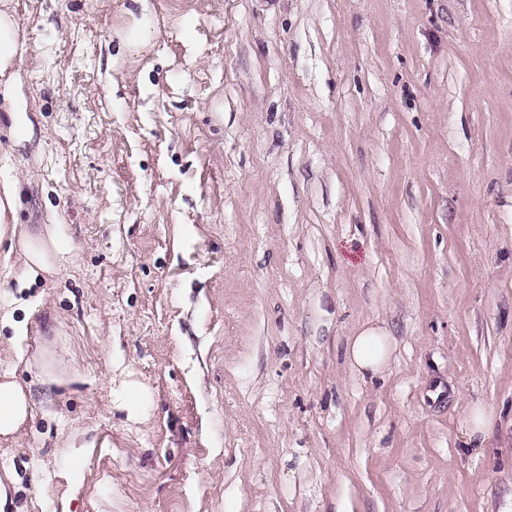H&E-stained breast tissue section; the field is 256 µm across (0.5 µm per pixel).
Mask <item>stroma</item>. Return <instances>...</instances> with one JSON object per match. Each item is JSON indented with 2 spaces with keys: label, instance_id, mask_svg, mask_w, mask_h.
I'll return each mask as SVG.
<instances>
[{
  "label": "stroma",
  "instance_id": "obj_1",
  "mask_svg": "<svg viewBox=\"0 0 512 512\" xmlns=\"http://www.w3.org/2000/svg\"><path fill=\"white\" fill-rule=\"evenodd\" d=\"M0 12V512L512 507V0ZM17 55V33L13 18L0 12V75L11 67ZM66 247L62 246L52 235L47 239L38 237L30 239L24 245V254L29 272H49L54 268L59 253ZM347 356L358 372L377 373L385 366L391 354L389 336L378 328L363 329L352 336L347 345ZM29 397L9 375H0V438L17 434L29 417ZM491 424L490 413L479 405L473 406L459 421L460 439L468 448H484Z\"/></svg>",
  "mask_w": 512,
  "mask_h": 512
}]
</instances>
